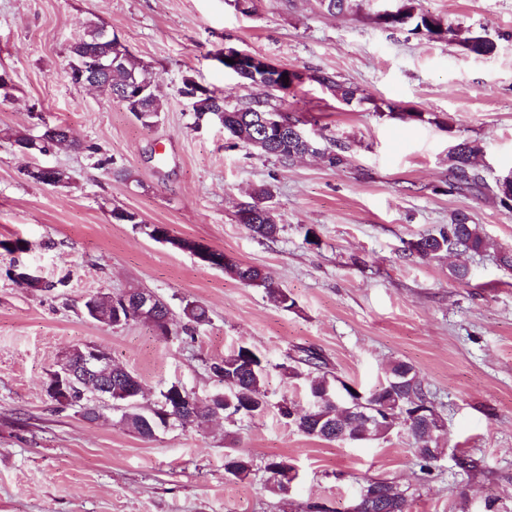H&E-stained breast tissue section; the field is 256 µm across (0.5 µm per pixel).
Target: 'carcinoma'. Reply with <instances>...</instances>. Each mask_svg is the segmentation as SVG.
<instances>
[{"label":"carcinoma","mask_w":512,"mask_h":512,"mask_svg":"<svg viewBox=\"0 0 512 512\" xmlns=\"http://www.w3.org/2000/svg\"><path fill=\"white\" fill-rule=\"evenodd\" d=\"M470 40L474 41L473 52L477 55H492L496 51V43L483 35H474ZM145 71L147 67L128 54L112 65L108 78L98 86V91L110 98L116 89L131 79L132 75ZM285 73H290V70L275 68L266 73L258 71L248 74L244 79L252 85L286 89L290 82L283 77ZM320 83L334 89L336 95L347 105L365 100V97L359 95L358 89L339 84L329 75L322 76ZM181 94L192 96L195 102L206 103L208 108L227 113L228 120L234 127V139L245 147L251 146L252 141L261 135L264 129L261 118L279 121L290 119L288 115L269 112L259 104L254 107L231 108L226 104L224 94H217L187 77L183 79ZM125 106L144 124L153 122L163 111L162 99L149 91L140 99L125 102ZM67 133L69 128L54 125L51 131L45 134L42 144L34 142L29 136H19L15 143L36 154L47 150L55 139ZM306 151L307 148L290 135L288 139L279 143L270 156L282 162H292L305 156ZM478 151L479 146L467 138H459L449 147L448 189L479 193L488 189L503 206L505 202L501 189L497 186L489 188L484 176L475 166ZM269 196V190L264 187L255 192L250 206L256 208L257 218L247 225V229L255 237L273 242L277 240L281 228L274 219L265 216L266 200ZM453 244L460 245L463 255L496 249L495 242L480 225L469 220L467 215L457 213L437 232L411 240L407 251L410 256L420 260H433L448 253V247ZM225 270L247 286L263 288L276 307L286 311L295 308L294 298L279 288L259 268L237 264L227 266ZM183 315L191 325H201L208 320L205 307L195 303L186 304ZM295 362L317 370L328 365L323 353L313 348L298 349ZM213 371L224 382V390L199 400L195 393L182 389L184 396L197 399L202 405L193 418L177 415L176 404L171 402V394L178 384L173 383L160 391L161 401L169 402L168 410L175 415L173 421L177 422V425L183 428L201 426L211 405L224 407L226 415L238 412L242 416L250 412L255 414L266 406V384L270 366L259 352L244 345L234 347L224 354L220 362L214 364ZM132 377L134 374L123 367L112 372V400H118V391L123 389L124 384ZM352 388L351 383L337 376L330 377L326 373L309 379L307 394L311 399V406L300 424L296 425L297 430L311 438L357 444L383 439L396 428L405 429L414 439L413 450L419 472L431 475L437 462V436L445 425L438 424V419L433 417V411L437 410V407L433 405L428 384L420 372L405 361L392 363L385 372L384 381L378 387L363 392L361 404L353 402ZM426 404L430 405V412L427 413V416L431 417L429 421L421 416H414V413L424 409ZM156 415L157 411L154 409L144 413L133 405L123 411L124 423L144 438L153 437L152 427L157 425ZM272 466L278 468L280 481L275 485H268V490L285 498L288 496L286 486L297 479L298 472L294 466L282 459L268 460L264 469ZM252 468L253 459L242 454H230L224 462V470L231 476L237 472L248 475ZM355 505L358 506L359 512H409L407 492L399 491L389 482L378 479L368 480L360 486Z\"/></svg>","instance_id":"1"}]
</instances>
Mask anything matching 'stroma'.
<instances>
[{
	"label": "stroma",
	"mask_w": 512,
	"mask_h": 512,
	"mask_svg": "<svg viewBox=\"0 0 512 512\" xmlns=\"http://www.w3.org/2000/svg\"><path fill=\"white\" fill-rule=\"evenodd\" d=\"M403 2L350 0L331 13L319 0H259L247 16L232 0H0V71L13 80L0 102V512H291L294 502L348 512L372 478L409 490L410 512H512V272L492 252L431 261L404 252L456 213L512 249V210L448 189V147L460 138L481 145L477 168L487 182L512 170V0H415V13L455 29L451 41L380 21ZM90 22L156 74L164 110L154 123L67 78L69 46ZM474 33L493 39L496 52L470 53ZM227 47L301 79L284 91L245 83L218 61ZM322 74L358 88L362 103L344 104L319 83ZM188 76L230 106L260 101L298 118L342 144L344 164L317 155L281 163L228 147L218 121L195 124L180 94ZM400 112L422 118L406 123ZM45 123L69 127L84 150L19 151L15 136L37 135ZM34 165L65 170L69 184L28 181ZM261 187L283 227L273 242L237 221ZM116 206L140 223H113ZM146 222L262 268L295 309L151 239ZM18 239L27 250L8 252ZM459 262L470 280L451 276ZM16 263L57 289L17 285ZM100 290L160 297L171 308L170 336L144 322L112 328L89 319L83 303ZM188 302L207 309V323L186 329ZM92 344L140 378L146 408L173 383L202 398L221 390L212 364L248 346L272 366L270 407L150 439L117 409L86 420L59 408L46 384L62 355ZM302 347L322 351L334 374L364 390L397 360L421 372L446 425L429 481L418 480L406 431L344 444L279 419L282 401L308 405L313 369L292 379L280 370ZM229 449L253 459L247 479L225 473ZM462 456L479 459L475 475L458 468ZM272 457L298 472L288 500L265 486Z\"/></svg>",
	"instance_id": "35a3bbf8"
}]
</instances>
